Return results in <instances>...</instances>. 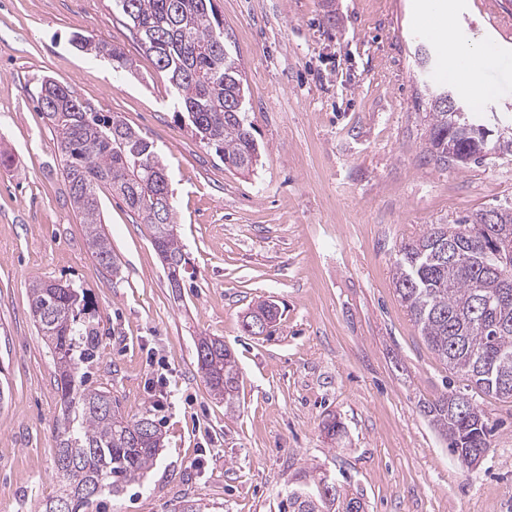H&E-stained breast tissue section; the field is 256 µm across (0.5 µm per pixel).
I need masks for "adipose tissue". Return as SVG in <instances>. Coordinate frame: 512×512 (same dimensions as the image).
Segmentation results:
<instances>
[{
    "label": "adipose tissue",
    "instance_id": "obj_1",
    "mask_svg": "<svg viewBox=\"0 0 512 512\" xmlns=\"http://www.w3.org/2000/svg\"><path fill=\"white\" fill-rule=\"evenodd\" d=\"M426 7L438 15L433 34L447 56L449 78L471 99L486 98L492 89L483 81L482 73L496 66L498 57L486 54L483 48L458 35L453 27V10L442 8L438 0H426Z\"/></svg>",
    "mask_w": 512,
    "mask_h": 512
}]
</instances>
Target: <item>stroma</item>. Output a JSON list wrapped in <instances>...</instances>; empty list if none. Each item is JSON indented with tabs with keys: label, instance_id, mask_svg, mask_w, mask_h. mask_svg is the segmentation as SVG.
<instances>
[{
	"label": "stroma",
	"instance_id": "obj_1",
	"mask_svg": "<svg viewBox=\"0 0 512 512\" xmlns=\"http://www.w3.org/2000/svg\"><path fill=\"white\" fill-rule=\"evenodd\" d=\"M418 0H213L249 87L262 147L247 175L181 128L170 84L111 0H0V512H40L56 496L60 404L54 365L30 314L29 286L87 289L100 322L99 373L128 416L153 409L165 447L140 482L89 512H278L296 473L318 468L365 512H512V401L474 402L495 430L481 464L460 467L424 405L450 375L398 298L403 241L429 224L512 207V160L465 169L427 153L422 88L442 53L417 29ZM460 35L512 51V0H465ZM121 47L132 72L74 48V34ZM76 88L150 142L173 193L192 284L173 295L147 225L99 193L115 271L86 244L55 135L34 95L43 79ZM470 104L512 122V64ZM275 303L268 336L243 317ZM237 356L239 398L214 399L195 342ZM344 426L340 437L323 429Z\"/></svg>",
	"mask_w": 512,
	"mask_h": 512
}]
</instances>
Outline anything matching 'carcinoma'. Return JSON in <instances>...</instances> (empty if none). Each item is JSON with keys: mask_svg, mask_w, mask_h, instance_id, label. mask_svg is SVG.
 <instances>
[{"mask_svg": "<svg viewBox=\"0 0 512 512\" xmlns=\"http://www.w3.org/2000/svg\"><path fill=\"white\" fill-rule=\"evenodd\" d=\"M113 2L156 69L168 77L177 113L191 135L215 150L224 164L252 172L262 148L245 116L248 85L238 59L225 47L212 0ZM75 40L118 68L131 67L110 43L87 36ZM439 97L427 100L431 160L465 168L483 161L490 150L512 157V125L494 127L486 137L482 125L468 114L459 118ZM35 99L55 134L69 195L98 264L116 271L98 199L99 189L108 186L151 229L170 288L185 287L188 259L177 235L168 176L153 143L118 114L96 111L70 85L45 79ZM489 214L512 244V209L430 224L417 238L401 243L392 281L421 336L448 369L464 375L471 388L512 399V291L502 294L504 284L512 283V248L480 240L479 225ZM29 291L32 317L54 360L61 409L54 457L59 492L42 512H53L62 499L69 512H85L103 493L119 494L143 478L162 451V431L148 410L124 416L112 403L111 391L91 380L99 359V323L90 313L86 291L55 281H36ZM196 356L209 391L232 404L240 385L235 352L218 338L201 336ZM458 395L452 389L424 412L448 437L458 463L467 467L468 456L489 448L492 427L475 403L459 408ZM310 493L321 501L316 477L301 472L281 512H320L306 498Z\"/></svg>", "mask_w": 512, "mask_h": 512, "instance_id": "1", "label": "carcinoma"}]
</instances>
